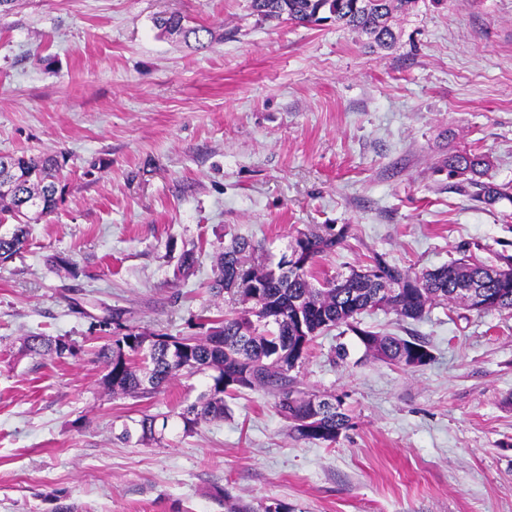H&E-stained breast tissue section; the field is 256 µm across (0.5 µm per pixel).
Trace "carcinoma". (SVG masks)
<instances>
[{"label":"carcinoma","mask_w":512,"mask_h":512,"mask_svg":"<svg viewBox=\"0 0 512 512\" xmlns=\"http://www.w3.org/2000/svg\"><path fill=\"white\" fill-rule=\"evenodd\" d=\"M419 0H250L254 14L264 20L306 25L333 21L361 31L380 45L395 40L390 25L396 12L413 11ZM154 25L166 33L194 38L197 48L206 49L211 31L205 26L186 27L181 16L160 15ZM489 166L482 154H458L448 159V175L463 178L474 200L493 204L509 196V187L480 180ZM62 164L53 155L0 156V214L15 221L9 236L0 235V264L20 252L28 235V224L51 214L64 187L58 177ZM343 236L327 227L300 232L289 246L300 254V264L283 271L282 261L255 257L251 240L234 236L216 259L210 290L224 297L232 308L211 320L204 336L148 335L132 326L113 333L100 356L105 385L114 394L150 398L171 380L212 371L209 390L172 416L184 430L220 420L226 414L224 394L229 390L277 391L276 407L291 424L296 437L334 443L350 425L341 404L327 405L313 413L307 401L312 393L298 389L290 372L308 356L316 336L345 325L358 336L365 351L384 363L416 368L433 360L424 342L364 330L357 317L376 308L391 311L402 320L418 321L438 304H462L472 308L457 291L472 283L491 300L489 310H512V258L500 266H485L458 259L446 266L411 273L390 263L378 253L360 269L346 276L317 282L319 260L342 244ZM243 308H237V305ZM30 351L62 356L72 346L61 339L41 335L27 338ZM157 417L144 414L137 421L139 439H153Z\"/></svg>","instance_id":"1"}]
</instances>
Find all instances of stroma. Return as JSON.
<instances>
[{
  "instance_id": "stroma-1",
  "label": "stroma",
  "mask_w": 512,
  "mask_h": 512,
  "mask_svg": "<svg viewBox=\"0 0 512 512\" xmlns=\"http://www.w3.org/2000/svg\"><path fill=\"white\" fill-rule=\"evenodd\" d=\"M162 13L208 27L209 47L159 31ZM393 30L382 48L263 21L249 0H17L0 14V156L65 159L56 209L0 267V512H225L228 495L255 512H512V311L362 314L426 342L433 359L413 369L367 357L351 331L318 337L294 376L341 400L350 426L333 444L296 438L274 394L248 389L229 418L124 443L123 424L208 379L143 400L103 383L114 310L171 336L225 311L209 285L235 234L277 259L333 226L330 277L375 253L413 272L512 255V196L473 201L447 168L476 151L486 181L512 188V0H420ZM32 335L74 351L29 352Z\"/></svg>"
}]
</instances>
